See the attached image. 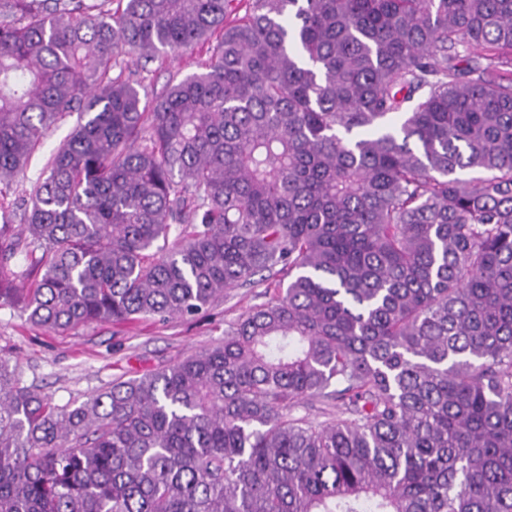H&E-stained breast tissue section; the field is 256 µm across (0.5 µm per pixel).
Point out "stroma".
<instances>
[{
	"label": "stroma",
	"mask_w": 512,
	"mask_h": 512,
	"mask_svg": "<svg viewBox=\"0 0 512 512\" xmlns=\"http://www.w3.org/2000/svg\"><path fill=\"white\" fill-rule=\"evenodd\" d=\"M211 54V44L205 43L179 57L164 53L145 61L130 55L114 72L140 81L141 94L156 99L171 82L200 72ZM75 123L72 115L56 123L33 156L24 178L8 193V201L27 198L51 152L67 140ZM287 284V275L277 274L227 291L194 316L165 322L91 324L63 332H48L25 323L15 309L0 305V351L12 354L24 385L60 405L82 402L105 390L118 377H132L176 362L195 349L218 342L225 328L244 311L267 303Z\"/></svg>",
	"instance_id": "1"
}]
</instances>
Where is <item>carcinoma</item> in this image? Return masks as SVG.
Wrapping results in <instances>:
<instances>
[{
    "mask_svg": "<svg viewBox=\"0 0 512 512\" xmlns=\"http://www.w3.org/2000/svg\"><path fill=\"white\" fill-rule=\"evenodd\" d=\"M111 3L0 0L1 196L77 113L0 203V299L55 331L292 278L78 405L1 352L0 512H512V0ZM211 39L150 104L109 77ZM76 117V113L71 114V116L67 115L56 123V125L45 139L43 145L40 146L38 151L33 156L29 166L26 169L25 177H20L17 184L13 186V190L8 193L7 201L17 202L13 208L15 213L13 216V225L15 230L20 228V224H23V207H20L21 199H26L28 197V193H30L33 185L39 178L42 168L47 162L51 152L67 140L68 135L76 123Z\"/></svg>",
    "mask_w": 512,
    "mask_h": 512,
    "instance_id": "obj_1",
    "label": "carcinoma"
}]
</instances>
